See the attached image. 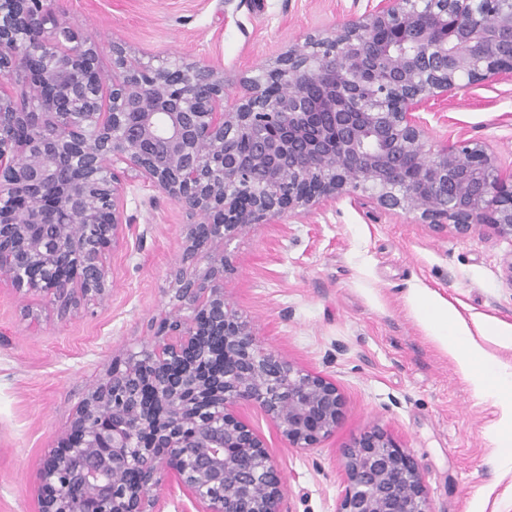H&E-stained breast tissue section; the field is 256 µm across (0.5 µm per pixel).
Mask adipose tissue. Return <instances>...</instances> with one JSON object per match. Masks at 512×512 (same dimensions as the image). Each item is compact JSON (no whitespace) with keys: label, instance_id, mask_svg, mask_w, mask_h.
<instances>
[{"label":"adipose tissue","instance_id":"obj_1","mask_svg":"<svg viewBox=\"0 0 512 512\" xmlns=\"http://www.w3.org/2000/svg\"><path fill=\"white\" fill-rule=\"evenodd\" d=\"M409 302L431 338L471 384L475 395L500 398L502 413L494 446L500 455L512 457V370H506L488 349L492 343L511 344L512 326L487 321L469 327L451 303L427 288L418 289Z\"/></svg>","mask_w":512,"mask_h":512}]
</instances>
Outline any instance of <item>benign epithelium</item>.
Masks as SVG:
<instances>
[{"label": "benign epithelium", "mask_w": 512, "mask_h": 512, "mask_svg": "<svg viewBox=\"0 0 512 512\" xmlns=\"http://www.w3.org/2000/svg\"><path fill=\"white\" fill-rule=\"evenodd\" d=\"M0 0V279L63 315L112 290L107 259L130 220L128 173L180 204L187 225L171 309L153 340L114 364L44 454L36 512H163L179 488L196 512H284V481L240 407L258 406L288 447L339 425L331 380L265 350L224 295L220 245L254 224L368 192L460 237L512 239V172L486 145L435 146L414 109L512 73V0H375L307 36L224 106V71L179 59L152 68L95 44L44 8ZM336 512H431L419 467L382 430L343 451Z\"/></svg>", "instance_id": "7a95c632"}]
</instances>
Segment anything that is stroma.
Returning a JSON list of instances; mask_svg holds the SVG:
<instances>
[{
	"label": "stroma",
	"mask_w": 512,
	"mask_h": 512,
	"mask_svg": "<svg viewBox=\"0 0 512 512\" xmlns=\"http://www.w3.org/2000/svg\"><path fill=\"white\" fill-rule=\"evenodd\" d=\"M48 8L96 44L112 75L119 42L144 64L185 58L224 70V102L307 35L362 15L367 0H48ZM431 144L484 142L512 170V74L453 90L423 115ZM131 220L111 259L112 293L76 315L43 297L0 285V512H35V472L69 428L78 405L114 360L140 351L167 310L186 211L135 180ZM224 294L256 339L298 368L336 383L344 416L319 447L289 448L254 405L241 409L286 485L284 512H336L342 451L379 428L415 458L432 512H512V463L499 460V409L476 397L455 362L430 338L409 298L428 288L466 321L512 326V241L486 226L468 237L435 229L368 197L228 242Z\"/></svg>",
	"instance_id": "stroma-1"
}]
</instances>
